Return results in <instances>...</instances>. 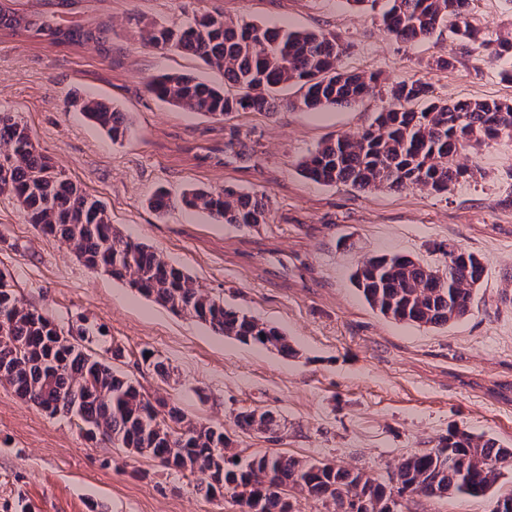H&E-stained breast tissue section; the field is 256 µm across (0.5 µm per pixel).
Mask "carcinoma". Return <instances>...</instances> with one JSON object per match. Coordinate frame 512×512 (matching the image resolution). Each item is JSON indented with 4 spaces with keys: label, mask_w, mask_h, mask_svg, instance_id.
Masks as SVG:
<instances>
[{
    "label": "carcinoma",
    "mask_w": 512,
    "mask_h": 512,
    "mask_svg": "<svg viewBox=\"0 0 512 512\" xmlns=\"http://www.w3.org/2000/svg\"><path fill=\"white\" fill-rule=\"evenodd\" d=\"M41 2L38 11L20 12L12 0H0V34L55 48L92 42L112 57L109 22L86 16L90 0ZM467 4L387 0L381 20L401 41L428 38L446 27L470 53L511 58L512 33L493 41L481 38L466 17ZM141 38L148 47L178 51L224 73L222 87L183 74H163L146 85L157 99L216 120L240 111L274 112L281 103L279 92L288 86L299 93L289 106L310 110L346 106L381 93L378 75L339 71L345 47L331 31L239 24L206 11L176 28L146 24ZM71 106L114 142L130 131L125 114L102 99L76 97ZM505 137L512 139V102L460 99L448 104L435 99L431 87L420 80L402 82L389 90L387 106L373 125L326 139L301 162V170L323 185L342 182L387 191L418 187L444 194L476 176L475 169L458 162L463 151ZM228 154L240 155L232 140L197 146L194 157L222 165ZM1 159L7 169L0 175V195L14 199L43 235L64 240L87 267L176 314L195 318L218 335L296 356L277 327L227 306L150 246L124 235L112 224L106 205L61 175L11 112H0ZM180 202L213 221L240 226L266 223L270 207L268 195L231 187H194L182 193ZM437 251L444 257L439 265L404 255L371 257L357 268L356 286L372 308L395 321L430 327L458 321L471 311L485 265L458 247L441 243ZM1 316L0 384L51 415L72 414L80 429L192 478L196 492L206 498L231 492L243 512H292L288 492L299 485L306 487V496L332 502L335 512H343V500L350 494L361 502L362 512H387L395 490L427 498H480L512 462V448L457 432L405 458L397 467L395 489L360 471L319 467L283 453H260L241 464L226 456L230 438L223 430L192 419L163 397L148 396L75 345L47 313L18 298L2 272ZM234 422L245 432L278 427L270 411L258 419L252 411H241Z\"/></svg>",
    "instance_id": "cac0c4a2"
}]
</instances>
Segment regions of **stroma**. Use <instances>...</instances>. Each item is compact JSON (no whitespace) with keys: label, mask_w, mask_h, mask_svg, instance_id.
I'll use <instances>...</instances> for the list:
<instances>
[{"label":"stroma","mask_w":512,"mask_h":512,"mask_svg":"<svg viewBox=\"0 0 512 512\" xmlns=\"http://www.w3.org/2000/svg\"><path fill=\"white\" fill-rule=\"evenodd\" d=\"M219 8L226 20L332 31L345 44L341 69L379 75L383 87L422 80L444 102H512L502 70L512 59L464 52L448 34L401 42L374 12L351 0H97L109 19L112 58L96 47L54 49L0 36V112L16 113L56 167L103 201L112 222L199 281L211 295L280 328L298 351L218 336L101 271L62 240L44 237L22 208L0 195V269L15 290L78 342L153 397L223 428L239 461L258 452L333 463L391 484L403 459L460 430L512 448V139L463 151L473 181L446 195L410 187L361 191L307 179L301 161L325 139L362 132L385 101L292 109L295 88L275 112H235L217 121L145 91L165 73L220 86L222 72L173 51L143 45L144 24L180 25ZM481 35L512 32V0H469ZM453 56L447 69L433 67ZM96 96L128 112L131 133L115 143L71 107ZM235 141L241 157L200 164L185 146ZM233 187L267 193L271 215L254 227L216 223L181 206L158 214L160 188ZM456 245L486 266L471 312L444 328L404 324L372 309L351 282L372 256L440 263L433 244ZM124 351L113 361L112 347ZM152 352L169 368L157 376ZM242 410H270L281 435L234 424ZM512 494V468L487 497H406L400 512H492ZM0 512H240L230 496L206 499L189 480L146 456L96 443L66 414H48L0 384Z\"/></svg>","instance_id":"1"}]
</instances>
